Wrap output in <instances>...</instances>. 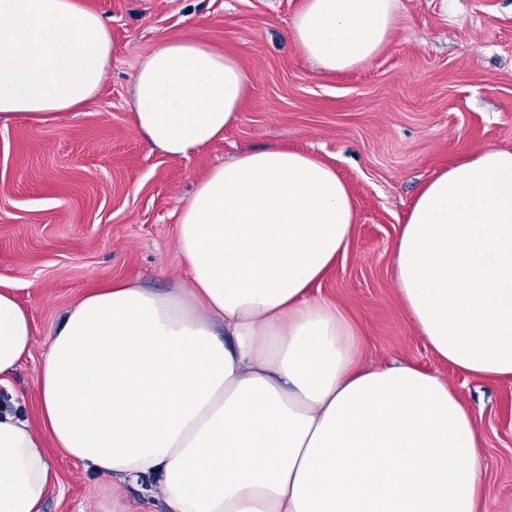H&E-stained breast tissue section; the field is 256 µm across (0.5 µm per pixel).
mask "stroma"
Returning a JSON list of instances; mask_svg holds the SVG:
<instances>
[{
	"label": "stroma",
	"mask_w": 512,
	"mask_h": 512,
	"mask_svg": "<svg viewBox=\"0 0 512 512\" xmlns=\"http://www.w3.org/2000/svg\"><path fill=\"white\" fill-rule=\"evenodd\" d=\"M112 32L100 91L63 121L0 123V289L31 314L36 344L0 398L38 419L46 339L92 285L135 278L187 284L175 244L196 180L238 151L279 142L335 167L353 198L349 247L319 295L359 328L361 358L404 359L449 379L480 434L478 512H512V380L455 370L418 336L394 284L393 246L423 184L481 147L512 150V0H397L389 43L363 66L321 69L289 38L303 0H82ZM189 37L233 55L251 82L222 141L182 160L134 130L141 60ZM59 483L46 512H167L151 480L98 474L50 451Z\"/></svg>",
	"instance_id": "1"
}]
</instances>
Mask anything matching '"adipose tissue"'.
<instances>
[{"instance_id": "1", "label": "adipose tissue", "mask_w": 512, "mask_h": 512, "mask_svg": "<svg viewBox=\"0 0 512 512\" xmlns=\"http://www.w3.org/2000/svg\"><path fill=\"white\" fill-rule=\"evenodd\" d=\"M396 0H304L289 37L329 72L388 43ZM112 35L80 0H0V121L70 116L99 91ZM250 77L185 38L158 42L132 94L137 134L173 160L222 140ZM353 200L317 155L271 144L211 167L182 204L190 285L96 286L48 338L39 426L0 406V512H43L50 448L148 478L169 512H477L472 416L445 378L364 362L315 295L344 254ZM419 336L458 370L512 379V151L485 147L419 191L394 246ZM35 330L0 290V386Z\"/></svg>"}]
</instances>
